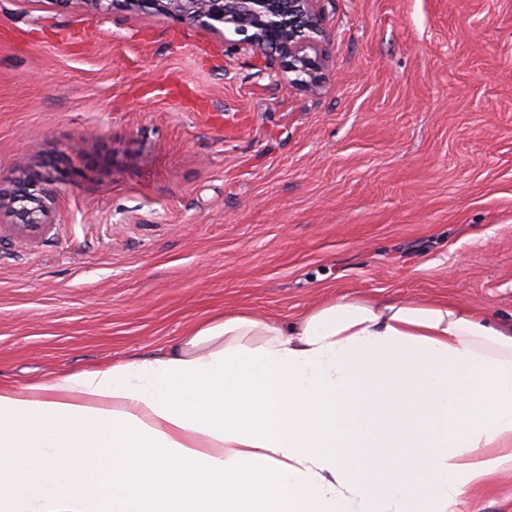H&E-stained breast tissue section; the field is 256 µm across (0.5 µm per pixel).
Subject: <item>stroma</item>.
<instances>
[{
	"label": "stroma",
	"mask_w": 512,
	"mask_h": 512,
	"mask_svg": "<svg viewBox=\"0 0 512 512\" xmlns=\"http://www.w3.org/2000/svg\"><path fill=\"white\" fill-rule=\"evenodd\" d=\"M315 90L172 18L0 0V387L242 308L444 298L512 318V0H321ZM456 512H512V471ZM53 204V196L30 182H23L9 195L0 196V210L5 209L10 214L14 228L24 231H36L49 224Z\"/></svg>",
	"instance_id": "obj_1"
}]
</instances>
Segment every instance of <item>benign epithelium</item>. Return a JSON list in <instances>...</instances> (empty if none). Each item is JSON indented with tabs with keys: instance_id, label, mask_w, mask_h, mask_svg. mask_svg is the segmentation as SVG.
Returning <instances> with one entry per match:
<instances>
[{
	"instance_id": "7a95c632",
	"label": "benign epithelium",
	"mask_w": 512,
	"mask_h": 512,
	"mask_svg": "<svg viewBox=\"0 0 512 512\" xmlns=\"http://www.w3.org/2000/svg\"><path fill=\"white\" fill-rule=\"evenodd\" d=\"M119 2L129 10L151 9L199 26L240 49L277 60L299 87L318 85L325 40L320 0H83L91 16L107 13ZM53 204V196L30 182L0 196V210L10 214L13 227L24 231L48 223Z\"/></svg>"
}]
</instances>
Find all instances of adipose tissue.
Returning a JSON list of instances; mask_svg holds the SVG:
<instances>
[{"mask_svg":"<svg viewBox=\"0 0 512 512\" xmlns=\"http://www.w3.org/2000/svg\"><path fill=\"white\" fill-rule=\"evenodd\" d=\"M509 469L512 320L445 299L228 309L0 388V512H454Z\"/></svg>","mask_w":512,"mask_h":512,"instance_id":"adipose-tissue-1","label":"adipose tissue"}]
</instances>
